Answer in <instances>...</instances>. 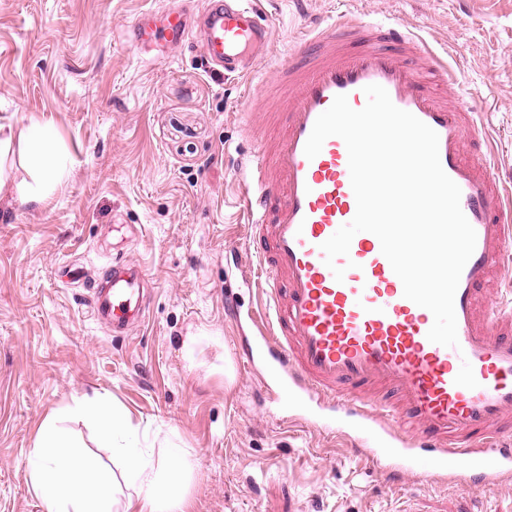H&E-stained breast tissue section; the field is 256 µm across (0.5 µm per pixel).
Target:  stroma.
<instances>
[{"label": "stroma", "mask_w": 512, "mask_h": 512, "mask_svg": "<svg viewBox=\"0 0 512 512\" xmlns=\"http://www.w3.org/2000/svg\"><path fill=\"white\" fill-rule=\"evenodd\" d=\"M174 0H0V117L49 125L65 171L37 208L0 206V512H45L22 460L50 411L105 395L154 447L199 468L192 512H512V482L395 481L339 434L291 420L264 364L242 357L256 303L239 252L246 123L307 22L352 10L401 22L459 68V94L512 183V0H263L275 62L224 79L191 43L130 51L123 33ZM155 288L147 320L116 336L89 312L113 258ZM197 337L196 367L185 359Z\"/></svg>", "instance_id": "35a3bbf8"}]
</instances>
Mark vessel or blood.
<instances>
[{"label": "vessel or blood", "mask_w": 512, "mask_h": 512, "mask_svg": "<svg viewBox=\"0 0 512 512\" xmlns=\"http://www.w3.org/2000/svg\"><path fill=\"white\" fill-rule=\"evenodd\" d=\"M272 24L255 0H207L202 56L213 70L246 78L271 55ZM190 34L182 8L148 10L131 26L130 47L156 38L180 45ZM460 83L457 68L404 25L342 12L304 29L277 77L278 102L262 121L271 135L237 171L247 182L242 213L250 226L246 254L265 295L250 315L257 342L289 411L311 424L339 423L358 441H375L384 475L434 464L433 479L474 484L512 478V322L481 298L512 243V188L491 165L495 146L464 103L448 105L437 86ZM384 87L393 104L439 137V158L461 190V209L476 247L455 294L458 344L429 341L432 313L407 299L379 239L353 237L334 266L322 243L357 211L348 151L337 136L315 158L304 152L316 119L343 94L352 108L366 86ZM479 149L467 153V139ZM345 270L336 280L333 267ZM141 267L117 259L94 284L90 311L121 335L147 311Z\"/></svg>", "instance_id": "1"}]
</instances>
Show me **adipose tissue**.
<instances>
[{"label": "adipose tissue", "mask_w": 512, "mask_h": 512, "mask_svg": "<svg viewBox=\"0 0 512 512\" xmlns=\"http://www.w3.org/2000/svg\"><path fill=\"white\" fill-rule=\"evenodd\" d=\"M51 132L39 123L18 128L0 122V202L41 205L54 190L60 168L42 166L40 158ZM18 155L22 175L6 168ZM90 422L108 448L103 462L73 440L66 426L73 417ZM136 427L110 398L77 399L48 414L25 456L28 485L46 512H190L189 489L195 465L182 448H140L129 439Z\"/></svg>", "instance_id": "obj_1"}]
</instances>
